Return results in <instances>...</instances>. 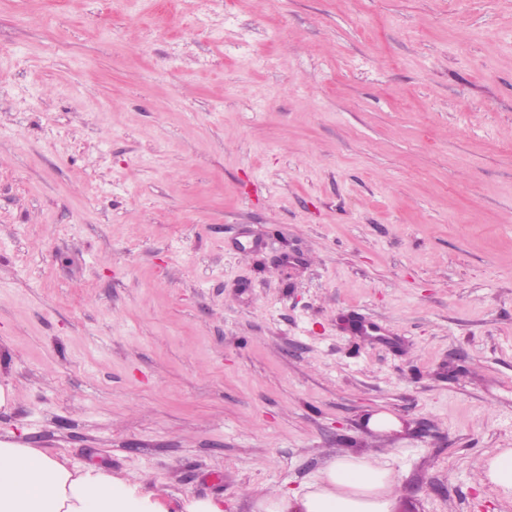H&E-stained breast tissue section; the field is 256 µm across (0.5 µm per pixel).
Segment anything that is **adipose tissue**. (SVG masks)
Returning a JSON list of instances; mask_svg holds the SVG:
<instances>
[{"label": "adipose tissue", "mask_w": 512, "mask_h": 512, "mask_svg": "<svg viewBox=\"0 0 512 512\" xmlns=\"http://www.w3.org/2000/svg\"><path fill=\"white\" fill-rule=\"evenodd\" d=\"M390 468L367 456L328 461L300 491L260 495V512H393ZM0 512H166L142 484L0 438Z\"/></svg>", "instance_id": "obj_1"}]
</instances>
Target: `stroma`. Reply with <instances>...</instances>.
I'll return each mask as SVG.
<instances>
[{
  "mask_svg": "<svg viewBox=\"0 0 512 512\" xmlns=\"http://www.w3.org/2000/svg\"><path fill=\"white\" fill-rule=\"evenodd\" d=\"M4 378L167 512L349 448L512 512V0H0ZM476 467L483 483H489L512 497V448H499L494 454L481 457Z\"/></svg>",
  "mask_w": 512,
  "mask_h": 512,
  "instance_id": "1",
  "label": "stroma"
}]
</instances>
